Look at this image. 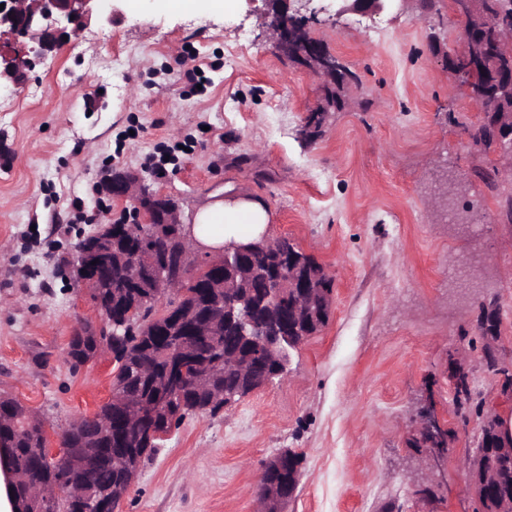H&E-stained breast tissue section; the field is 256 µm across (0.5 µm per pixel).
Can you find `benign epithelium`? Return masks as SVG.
<instances>
[{
    "mask_svg": "<svg viewBox=\"0 0 512 512\" xmlns=\"http://www.w3.org/2000/svg\"><path fill=\"white\" fill-rule=\"evenodd\" d=\"M99 0H0V81L14 86L23 84L36 62L55 52L69 32L86 26L98 12ZM280 4L269 23L270 37L276 48L291 62L309 69L321 80L320 96L316 105L307 113L304 132L312 131L325 121L331 112L343 108L342 92L351 86L345 77L343 64L331 53L321 39L314 37L308 26L302 23L299 13L290 12V0H275ZM388 0H347L345 10L361 15L382 11ZM453 15L463 22L479 19L481 24L470 28L467 38L471 43L447 57L448 74L459 80V87L473 100L482 117L466 128L467 140L473 154L479 155L486 146L499 152L512 162V51L503 47L505 37L512 36V16H495L490 11L489 0H452ZM104 195L130 202L134 218L99 226L94 245L75 249L72 272L75 279L88 288L96 287L100 274L112 268V250L105 244L112 241L113 230L120 228L128 236L145 240V251L137 252L135 266L145 267L156 286L154 295L179 288L188 283L212 287V282L201 278L202 271L214 268L226 272L238 270L252 253L263 250L270 255L269 265L263 274L265 298L263 306L270 315H297V305H289L308 293L289 272L292 268L288 247L281 238L272 240L266 235L249 243L230 240L224 243L219 254L221 263L198 262V250L180 220L177 204L167 196L151 191L139 177L115 172L108 174L101 183ZM224 309V317L237 318L240 335L263 355L265 366L260 369L250 359L228 355L216 360L213 355H190L183 351L169 362L162 372L163 386L156 393L154 403L137 413V431L147 432L151 440L163 439L172 429V423L160 424V419L171 418V411L184 405L185 394L194 389L211 388L210 369L224 366V373L235 374L243 384L227 388H212L215 397L224 400L229 407L243 393H253L284 376L289 358L288 347H298L301 341L293 340L288 330L270 328L258 318L254 304L237 288L224 290L217 296ZM101 322L81 323L75 332L94 327L99 336L109 335L115 326L112 311L96 306ZM169 336H195L207 325L201 320L193 325L174 315L165 321ZM496 425V416L482 417L480 437L475 455L468 464V483L475 499L487 493L478 479L476 464L486 462L484 449L486 430ZM416 437L425 441L426 461L430 468L442 466L446 440L445 428L435 410L423 407L416 420ZM113 469L125 478V486L131 487L138 470L127 463L138 459L136 448L111 449ZM293 452L283 450L272 456L264 465L257 492L259 512H286L288 502L296 489H284L268 480V475L292 459ZM123 497L100 496L93 504L94 512H118Z\"/></svg>",
    "mask_w": 512,
    "mask_h": 512,
    "instance_id": "1",
    "label": "benign epithelium"
}]
</instances>
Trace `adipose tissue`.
Returning <instances> with one entry per match:
<instances>
[{"label":"adipose tissue","instance_id":"1","mask_svg":"<svg viewBox=\"0 0 512 512\" xmlns=\"http://www.w3.org/2000/svg\"><path fill=\"white\" fill-rule=\"evenodd\" d=\"M267 220V209L261 201L247 196L232 201L218 199L196 213L191 235L199 246L217 254L227 240L245 243L257 238Z\"/></svg>","mask_w":512,"mask_h":512}]
</instances>
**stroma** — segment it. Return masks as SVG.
Masks as SVG:
<instances>
[{"instance_id": "obj_1", "label": "stroma", "mask_w": 512, "mask_h": 512, "mask_svg": "<svg viewBox=\"0 0 512 512\" xmlns=\"http://www.w3.org/2000/svg\"><path fill=\"white\" fill-rule=\"evenodd\" d=\"M316 38L361 82L313 141L302 133L319 78L269 37L266 0L217 11L155 0L91 21L20 87H0V396L61 435L112 395L109 350L71 371L64 351L90 290L69 274L75 243L129 203L98 190L137 174L180 206L184 223L228 192L261 200L270 238H288L333 282L328 323L291 352L288 372L228 409L193 413L141 466L120 512H256L263 463L288 448L302 477L288 512H473L465 462L480 417L453 415V361L472 371L473 404L511 413L483 365V304L499 309L497 347L512 367V224L449 114L475 118L446 57L460 26L448 0L375 15L338 0ZM200 66L195 91L185 73ZM172 161L164 173L151 161ZM434 403L456 436L439 476L409 440ZM433 485L434 494L419 490Z\"/></svg>"}]
</instances>
